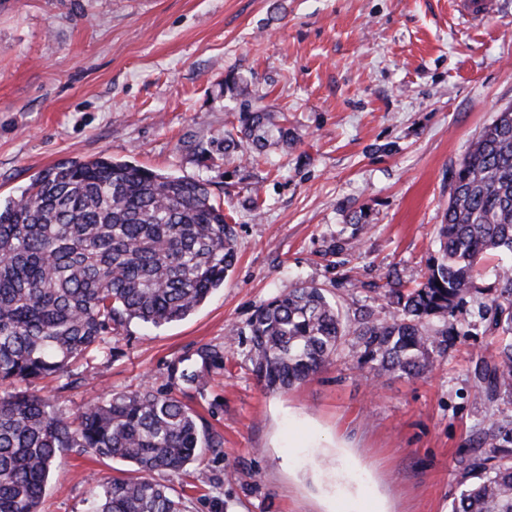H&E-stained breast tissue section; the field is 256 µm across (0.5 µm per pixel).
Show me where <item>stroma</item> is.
Returning <instances> with one entry per match:
<instances>
[{
    "label": "stroma",
    "instance_id": "obj_1",
    "mask_svg": "<svg viewBox=\"0 0 512 512\" xmlns=\"http://www.w3.org/2000/svg\"><path fill=\"white\" fill-rule=\"evenodd\" d=\"M246 99L288 125L256 164L224 149ZM509 105L512 0L479 22L460 0H0L1 203L60 160L109 157L207 181L236 226L237 262L193 314L127 324L110 361L74 364L72 388L34 390L69 419L109 391L187 403L224 440L156 476L189 512H449L479 431L512 421V400L487 403L474 380L494 347L485 289L499 255L423 379L373 377L345 338L307 381L266 390L250 321L299 282L348 325L390 317L387 280L421 281L454 172ZM203 347L220 359L183 387L171 373ZM135 474L63 450L42 512H84L93 480Z\"/></svg>",
    "mask_w": 512,
    "mask_h": 512
}]
</instances>
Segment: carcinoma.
<instances>
[{
	"instance_id": "1",
	"label": "carcinoma",
	"mask_w": 512,
	"mask_h": 512,
	"mask_svg": "<svg viewBox=\"0 0 512 512\" xmlns=\"http://www.w3.org/2000/svg\"><path fill=\"white\" fill-rule=\"evenodd\" d=\"M288 127L243 105L224 150L254 159ZM437 256L418 286L391 288L395 312L364 315L350 330L324 289L299 285L260 307L250 323L251 361L268 390H286L329 364L353 336L357 364L375 377L424 378L459 332L448 324L474 290L489 252L512 254V107L497 113L453 176L436 232ZM237 260L236 230L208 184L99 157L60 161L0 206V512H40L58 453L79 448L130 463L141 476L92 483L87 512H186L154 479L180 474L223 439L171 394L115 392L75 421L26 389L100 349L118 327L181 321L221 288ZM441 286H436V283ZM498 348L480 359L476 386L489 402L512 398V264L488 289ZM179 378L197 386L218 359ZM450 512H512V422L479 434Z\"/></svg>"
}]
</instances>
